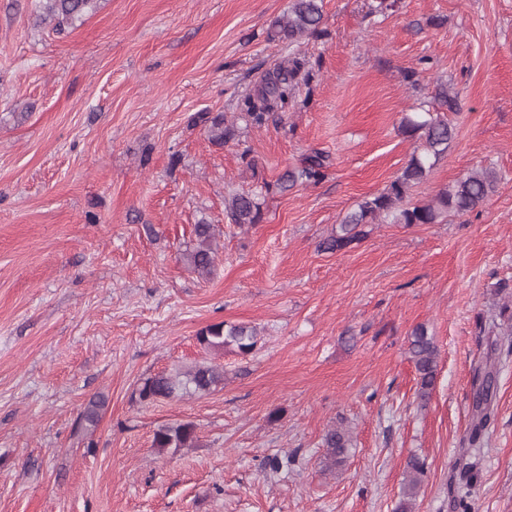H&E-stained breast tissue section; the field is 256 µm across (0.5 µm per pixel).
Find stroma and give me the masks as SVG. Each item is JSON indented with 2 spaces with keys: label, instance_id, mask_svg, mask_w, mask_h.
I'll return each mask as SVG.
<instances>
[{
  "label": "stroma",
  "instance_id": "35a3bbf8",
  "mask_svg": "<svg viewBox=\"0 0 512 512\" xmlns=\"http://www.w3.org/2000/svg\"><path fill=\"white\" fill-rule=\"evenodd\" d=\"M288 3L100 0L59 33L35 0H0V512H394L413 456V512H512V353L484 330L512 306V0H324L317 36L268 41ZM289 56L304 67L282 120L254 128L240 101ZM441 84L455 138L410 200L482 167L494 193L321 251L406 166L401 119ZM201 112L235 121L236 140L212 145ZM313 149L330 156L322 181L263 193L260 224H230L225 197ZM202 220L219 245L205 278L184 259ZM221 322L255 327V350L204 349ZM419 325L438 348L425 402ZM489 355L468 485L456 460ZM202 360L223 384L140 401L144 378ZM179 423L194 447L153 448ZM338 423L354 445L330 473L321 439ZM276 455L294 461L275 473ZM476 370L475 382L480 375L483 377L473 398V426L469 437V441L472 443L479 442L483 430L487 428L490 422L493 397L492 368L486 365L484 368L478 367Z\"/></svg>",
  "mask_w": 512,
  "mask_h": 512
}]
</instances>
